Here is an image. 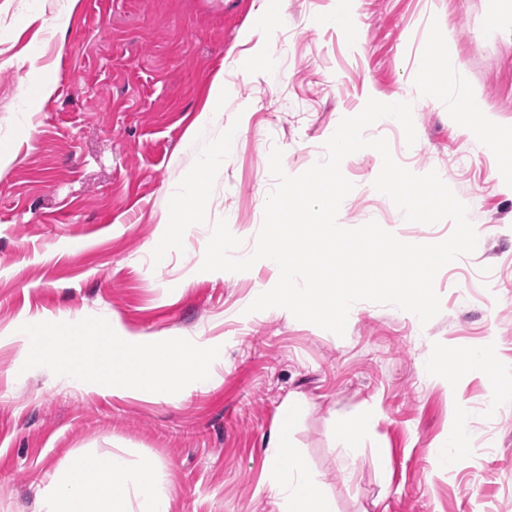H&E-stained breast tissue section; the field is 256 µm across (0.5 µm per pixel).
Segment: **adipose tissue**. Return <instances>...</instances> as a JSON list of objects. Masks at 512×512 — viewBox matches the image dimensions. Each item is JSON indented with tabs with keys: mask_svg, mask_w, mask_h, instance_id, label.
Returning a JSON list of instances; mask_svg holds the SVG:
<instances>
[{
	"mask_svg": "<svg viewBox=\"0 0 512 512\" xmlns=\"http://www.w3.org/2000/svg\"><path fill=\"white\" fill-rule=\"evenodd\" d=\"M205 185V180H198L189 187L187 197H202ZM187 197L173 201L171 219L150 247L155 260H163L184 237L189 224L195 223L196 215L187 205ZM425 368L446 381L464 371L494 380L506 373L504 367L490 363L482 348L467 350L444 366L429 359ZM301 412V402L288 398L266 442L265 454L272 469L269 491L279 512H335L322 482L307 472L292 444L290 430ZM116 485L126 488V496L113 495ZM40 512H170V496L158 486L152 460L133 465L115 452L80 455L52 477L42 496Z\"/></svg>",
	"mask_w": 512,
	"mask_h": 512,
	"instance_id": "1",
	"label": "adipose tissue"
}]
</instances>
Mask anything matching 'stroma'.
<instances>
[{
	"mask_svg": "<svg viewBox=\"0 0 512 512\" xmlns=\"http://www.w3.org/2000/svg\"><path fill=\"white\" fill-rule=\"evenodd\" d=\"M0 0V512H38L42 489L71 458L118 452L155 462L170 512H278L264 453L288 396L304 412L292 436L336 512H512V380L423 370L435 354L486 347L512 366V168L469 146L472 118L432 98L477 91L512 135V35L488 31L496 0ZM346 24L331 23L332 15ZM447 57L437 56L439 31ZM262 48L256 60L253 48ZM48 75L53 94L29 103L22 76ZM224 79V118L187 133ZM412 102L417 134L380 120L400 165L437 171L484 238L435 279L440 313L373 302L344 336L286 310L249 312L278 272L201 265L219 219L250 250L262 226L272 147L297 175L325 161L326 141L368 99ZM234 130L235 148L208 175L205 147ZM380 154L364 149L341 171L353 189L337 221L374 220L409 243L445 240L451 221L402 223L373 182ZM205 179L197 224L165 258L149 251L174 193ZM106 319L120 335L175 336L220 347L211 380L177 394L113 390L44 366L24 372L26 324ZM470 451L444 470L431 449L458 413ZM372 430L352 466L334 443L340 423Z\"/></svg>",
	"mask_w": 512,
	"mask_h": 512,
	"instance_id": "35a3bbf8",
	"label": "stroma"
}]
</instances>
